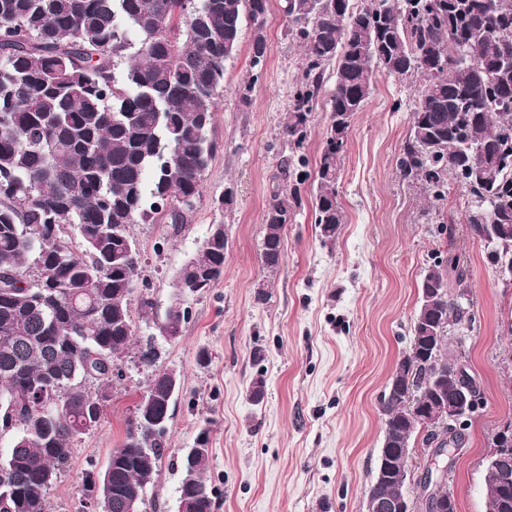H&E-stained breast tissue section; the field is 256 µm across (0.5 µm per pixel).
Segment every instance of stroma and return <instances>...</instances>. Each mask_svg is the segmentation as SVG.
Listing matches in <instances>:
<instances>
[{
    "label": "stroma",
    "mask_w": 512,
    "mask_h": 512,
    "mask_svg": "<svg viewBox=\"0 0 512 512\" xmlns=\"http://www.w3.org/2000/svg\"><path fill=\"white\" fill-rule=\"evenodd\" d=\"M287 24L283 0H271L266 64L244 102L235 88L249 77L255 26L243 20L239 48L224 62L203 194L184 223L160 218L131 227L141 257L130 299L138 337L155 334L152 312L173 302L188 318L177 339L160 343L154 367L129 354L117 358L123 375L97 426L74 438L72 458L47 492L49 512H90L85 474L105 468L154 371L167 369L181 387L144 512H177L181 459L204 430L215 512H365L383 436L381 401L410 345L420 280L440 252L459 256L469 299L467 321L447 335L448 355L462 359L480 389L477 409L460 422L448 489L458 512L489 510L487 457L495 433L512 422V287L469 235L470 199L456 183L427 218L426 196L396 174L422 77L376 69L373 95L347 134L345 222L335 242L320 241L306 189L284 230L280 266L261 263L264 209L273 191H289V162L318 159L336 80L335 63L326 64L308 137L295 147L284 126L304 58ZM214 224L228 238L224 274L206 292L181 296L176 274ZM203 349L210 354L204 365L197 361ZM258 377L265 393L256 405L248 388Z\"/></svg>",
    "instance_id": "35a3bbf8"
}]
</instances>
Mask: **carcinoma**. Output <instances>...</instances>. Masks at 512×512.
Masks as SVG:
<instances>
[{"label":"carcinoma","mask_w":512,"mask_h":512,"mask_svg":"<svg viewBox=\"0 0 512 512\" xmlns=\"http://www.w3.org/2000/svg\"><path fill=\"white\" fill-rule=\"evenodd\" d=\"M0 0V401L20 409L18 427L1 433L0 512H48L46 491L71 458L74 437L100 421L107 387L121 377L114 358L132 347L145 366L158 359L156 337L134 344L129 299L140 263L130 227L186 218L182 200L202 197L209 132L224 60L237 51L243 17L255 25L248 100L267 59L263 33L270 0ZM285 0L288 33L305 51L304 78L285 133L300 145L320 86L336 61L330 126L312 182L315 224L332 242L344 223L339 179L346 133L364 111L380 65L425 83L402 143L399 179L445 199L448 178L469 196L467 223L477 224L489 262L512 272V0ZM481 147L475 156L469 146ZM296 176L290 194L273 192L263 213L262 265L284 257L283 232L301 206ZM224 228L209 235L176 275L199 294L224 274ZM464 274L453 256L425 271L407 358L412 370L381 402L391 473L368 492L393 495L410 460L400 442L425 454L426 482L448 470L462 443L456 427L423 430L409 419L424 400L453 401L459 387L480 391L448 358L449 327L465 317ZM180 383L171 370L154 376L136 405L121 445L104 471L86 474L95 512H128L143 502L163 455L165 434L148 416L168 410ZM182 457L180 505L212 512L209 434Z\"/></svg>","instance_id":"carcinoma-1"}]
</instances>
